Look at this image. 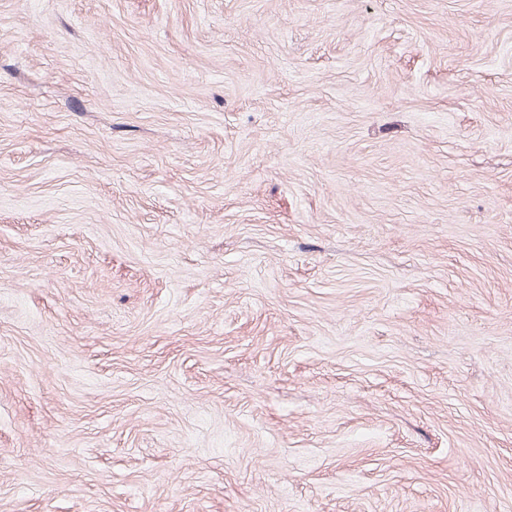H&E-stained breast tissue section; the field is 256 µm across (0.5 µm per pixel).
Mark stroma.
<instances>
[{"mask_svg": "<svg viewBox=\"0 0 512 512\" xmlns=\"http://www.w3.org/2000/svg\"><path fill=\"white\" fill-rule=\"evenodd\" d=\"M0 512H512V0H0Z\"/></svg>", "mask_w": 512, "mask_h": 512, "instance_id": "stroma-1", "label": "stroma"}]
</instances>
